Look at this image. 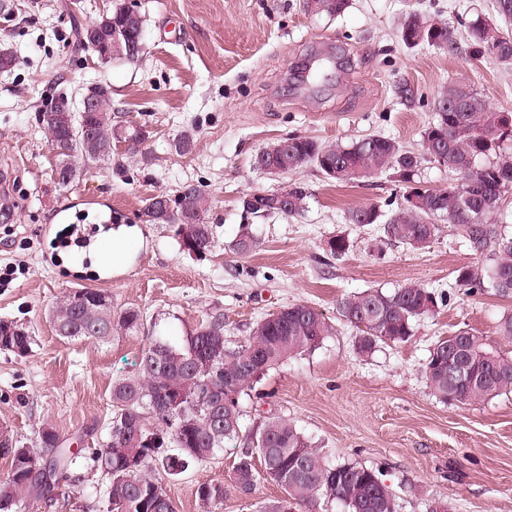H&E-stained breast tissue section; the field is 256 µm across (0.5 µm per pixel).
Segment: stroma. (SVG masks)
<instances>
[{"label":"stroma","instance_id":"1","mask_svg":"<svg viewBox=\"0 0 512 512\" xmlns=\"http://www.w3.org/2000/svg\"><path fill=\"white\" fill-rule=\"evenodd\" d=\"M13 2L0 0V51L17 59L0 72V188L11 208L0 214V271L13 272L0 288V320L25 329L31 345L22 357L0 350V429L33 449L41 430H54L76 453L79 478L74 494L35 502L29 512H106L111 477L94 457L108 439L112 387L135 374L150 341H181L217 314L225 336L242 340L267 314L295 304L322 312L333 330L320 348L270 369L241 395L246 427L270 415L290 419L330 464L381 470L400 512H427L436 500L448 512H512V393L446 404L424 374L434 341L461 328L507 349L499 324L512 297L455 285L459 269L488 264L487 252L447 222L421 250L387 241L379 225L348 223V210L368 203L390 213L396 186L387 173L347 184L306 167L298 179L310 192L308 208L296 216L256 218L241 204L248 193L288 185L289 176L253 165L281 138L348 144L380 134L415 148L450 79L512 110V68L408 48L396 36L408 8L452 23L490 16L492 0H350L335 17L308 15L301 0H135L147 50L122 64L71 49L75 23L94 20L113 0H26L23 13ZM94 84L112 92L113 125L140 127L146 139L136 155L114 143L111 161L81 167L63 187L37 114L61 96L78 101ZM186 131L195 144L180 155L173 142ZM188 183L210 201L214 246L200 256L184 252L168 226L141 217L147 198ZM114 223L139 228L124 268L99 275L67 262ZM244 228L259 245L240 256L234 243ZM335 235L350 243L339 259L325 252ZM409 282L450 298L417 322L408 342L358 354L359 331L339 314L338 300ZM72 288L109 291L113 313L140 311V331L100 343L60 338L48 311ZM246 444L226 443L210 463L164 479L177 512H201L198 482L228 479Z\"/></svg>","mask_w":512,"mask_h":512}]
</instances>
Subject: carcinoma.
I'll use <instances>...</instances> for the list:
<instances>
[{
  "instance_id": "obj_1",
  "label": "carcinoma",
  "mask_w": 512,
  "mask_h": 512,
  "mask_svg": "<svg viewBox=\"0 0 512 512\" xmlns=\"http://www.w3.org/2000/svg\"><path fill=\"white\" fill-rule=\"evenodd\" d=\"M502 0H493L497 19L476 17L463 23L466 35L448 22L431 40H417L428 16L412 9L399 29L400 42L414 48L428 45L448 56L473 48L506 45V51L494 56L501 64L512 66V30L500 22H512V9L500 10ZM125 4L112 8L85 26L75 28V49L89 50L94 41L112 35V27L122 20ZM448 107H434L436 120L421 134L419 147L406 150L395 140L366 135L349 144H324L310 137L293 135L283 155H268L266 164L296 175L313 166L327 173L326 164H342L334 180L340 183L366 182L387 171L412 176L401 180L407 192L417 181L424 162H438L434 152L448 149L445 166L453 174V183L444 189L424 187L425 205L416 210L398 205L386 220L380 206L369 204L348 212L351 224L382 226L389 241L413 249L427 247L440 232L438 220L461 228L479 248L490 249L486 274L461 269L455 285L471 293L491 290L501 297L512 296V231L492 227L500 203L512 190V154L504 145L512 143V134L504 129L502 114L496 111L467 82L444 86ZM93 126L84 137L83 123ZM50 149L63 166H84L112 159L116 138L112 128L111 92L101 94L96 111L84 116L79 112H58L50 118L43 113L38 120ZM438 133V141L430 135ZM282 192L266 197L264 207L245 208L251 214L298 215L308 205L309 192L302 182L288 184V209L278 205ZM168 218L162 223L174 229L184 220L198 225L195 237L198 249L208 252L214 245L212 225L204 221L208 198L195 184L187 185L184 197H174ZM258 242L243 229L235 243L239 255L251 253ZM83 295V305L72 303L71 296ZM99 290L81 288L59 298L50 312L56 333L70 340L105 342L118 333L140 329L141 315L127 308L112 315V301H97ZM447 301L445 293H436L420 284L409 283L384 292L369 288L348 295L338 302L342 317L360 330L357 352L371 353L378 342L401 344L414 336L419 319L435 313L438 303ZM332 326L325 315L306 305H291L280 314L256 323L243 341L224 336V319L213 316L180 344L156 340L142 351L137 375L112 387L115 414L104 448L95 461L111 476L108 512H176L172 499L154 471L169 477L183 474L203 464L224 449L227 442L242 437L244 428L240 405L228 410L215 409L224 399V390L236 397L252 388L257 380L252 371L263 366L267 372L290 358L320 347ZM454 335L465 339L462 357L473 381L464 383L448 369V342H434L426 360L425 376L434 396L448 404H473L512 392V355L492 349L484 337L460 328ZM31 336L23 329L0 322V350L25 356ZM252 447L239 453L227 481L203 480L197 484L196 497L205 512H221L224 497L231 491L248 498L260 477L279 486L283 496L263 504L260 512H320V500L327 497L340 502L345 512H398L399 504L392 486L382 474L357 464L330 465L321 449L281 416L269 417L248 430ZM50 456L61 468L59 479L66 478L74 464V453L64 446L60 436L47 429L41 433V451L17 447L6 438L0 442V458L8 460L9 470L0 479V512H27L31 504L45 498L47 482L36 466Z\"/></svg>"
}]
</instances>
